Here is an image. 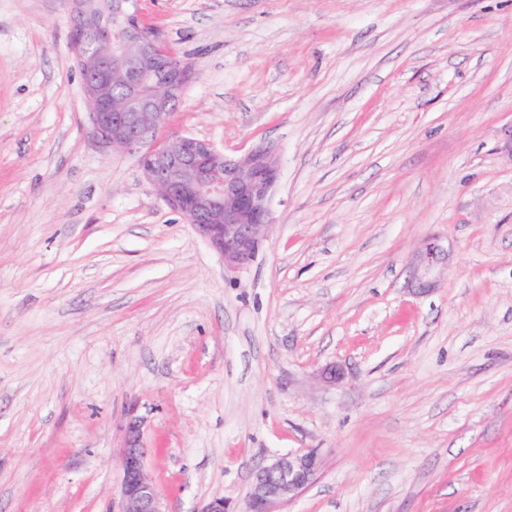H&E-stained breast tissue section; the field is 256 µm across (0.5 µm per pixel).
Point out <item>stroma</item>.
Here are the masks:
<instances>
[{
    "mask_svg": "<svg viewBox=\"0 0 512 512\" xmlns=\"http://www.w3.org/2000/svg\"><path fill=\"white\" fill-rule=\"evenodd\" d=\"M140 7L196 72L158 137L273 149L275 226L225 271L94 137L66 0H0V512H110L132 408L165 512L309 448L275 512H512V0ZM448 247L437 237L427 238L414 259L412 289L417 295H427L435 290L438 281L447 266Z\"/></svg>",
    "mask_w": 512,
    "mask_h": 512,
    "instance_id": "35a3bbf8",
    "label": "stroma"
}]
</instances>
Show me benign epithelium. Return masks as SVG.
Listing matches in <instances>:
<instances>
[{"instance_id": "obj_1", "label": "benign epithelium", "mask_w": 512, "mask_h": 512, "mask_svg": "<svg viewBox=\"0 0 512 512\" xmlns=\"http://www.w3.org/2000/svg\"><path fill=\"white\" fill-rule=\"evenodd\" d=\"M113 22L69 9L70 28L81 33L73 47L84 76L83 92L93 135L107 148L134 154L152 188L187 216L197 234L236 272L247 268L267 241L273 223L271 197L279 173L277 155L266 148L229 159L211 144L181 134L156 139L192 81L178 59L141 16L139 0H113ZM122 78L112 93L107 62ZM448 248L436 237L424 241L414 259L413 291L435 290L448 265ZM141 417L131 413L120 456L123 472L118 512H164L147 473ZM321 466L314 449L288 452L257 468L246 512H273L297 497Z\"/></svg>"}]
</instances>
